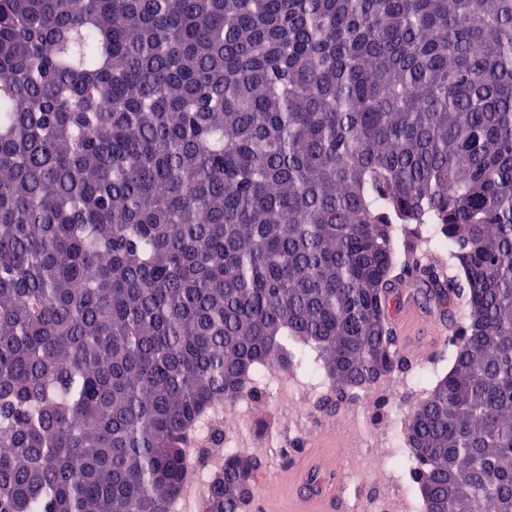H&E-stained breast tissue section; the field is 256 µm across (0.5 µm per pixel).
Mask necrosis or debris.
I'll return each instance as SVG.
<instances>
[{
	"mask_svg": "<svg viewBox=\"0 0 512 512\" xmlns=\"http://www.w3.org/2000/svg\"><path fill=\"white\" fill-rule=\"evenodd\" d=\"M438 365L378 381L349 394L337 414L330 436L341 441L345 450V472L352 488L348 512H424L414 493L409 469L396 467L393 456L399 446L396 435L371 427L367 408L393 405L405 396H424L428 380ZM255 387L265 395L269 413L255 422L250 394H242L225 405L214 420L219 445L228 452L260 454L276 461L288 449L303 446L314 427V418L325 398L334 390L326 376L306 380L295 371H268Z\"/></svg>",
	"mask_w": 512,
	"mask_h": 512,
	"instance_id": "1",
	"label": "necrosis or debris"
}]
</instances>
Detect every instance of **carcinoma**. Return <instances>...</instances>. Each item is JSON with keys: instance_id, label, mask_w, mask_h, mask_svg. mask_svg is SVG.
Here are the masks:
<instances>
[{"instance_id": "carcinoma-1", "label": "carcinoma", "mask_w": 512, "mask_h": 512, "mask_svg": "<svg viewBox=\"0 0 512 512\" xmlns=\"http://www.w3.org/2000/svg\"><path fill=\"white\" fill-rule=\"evenodd\" d=\"M404 295L425 512H512V0H0V512H176L264 369L409 370ZM415 319L417 324L424 329L421 334L425 336L426 344H432L433 349L436 347V343L440 341V337L445 336L449 331L447 323L442 320L440 315L419 309L412 301L404 303L401 310L391 316L390 324L398 343L400 356L405 362L416 364L413 369L418 366L417 363L422 358L420 345L411 341L408 333V327ZM427 345L424 348V359L418 364L427 361L441 363L443 355L447 354L448 356V347L445 354L435 356L434 353H428Z\"/></svg>"}]
</instances>
